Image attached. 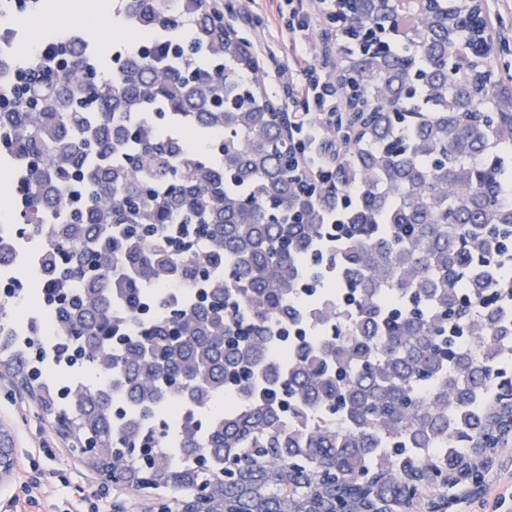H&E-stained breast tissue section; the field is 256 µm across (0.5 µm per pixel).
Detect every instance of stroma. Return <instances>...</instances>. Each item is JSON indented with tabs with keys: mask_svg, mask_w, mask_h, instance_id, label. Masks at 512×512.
Masks as SVG:
<instances>
[{
	"mask_svg": "<svg viewBox=\"0 0 512 512\" xmlns=\"http://www.w3.org/2000/svg\"><path fill=\"white\" fill-rule=\"evenodd\" d=\"M112 0H83L84 15L96 16L85 27L86 41L95 43L100 57L109 59L114 47L132 43L126 27H114L104 9ZM238 15L236 29L266 71L269 96L287 111L314 109L313 100L291 94L281 74L291 59L289 43L271 37L274 6L270 0H232ZM487 16L497 34L495 69L512 86V0H487ZM0 429L9 431L18 468L27 470L36 498L32 512H84L87 503L104 501L110 512H151V494L102 483L68 451V443L52 418L42 415L35 402L17 389L9 376H0ZM477 485L456 490L447 512H512V443L496 448L481 466Z\"/></svg>",
	"mask_w": 512,
	"mask_h": 512,
	"instance_id": "obj_1",
	"label": "stroma"
}]
</instances>
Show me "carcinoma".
Wrapping results in <instances>:
<instances>
[{
    "label": "carcinoma",
    "mask_w": 512,
    "mask_h": 512,
    "mask_svg": "<svg viewBox=\"0 0 512 512\" xmlns=\"http://www.w3.org/2000/svg\"><path fill=\"white\" fill-rule=\"evenodd\" d=\"M150 36L184 28L170 62L131 49L119 80L84 69L86 50L37 58L0 124L14 138L0 153L40 156L30 170V207L58 195L46 234L41 279L68 285L55 323L60 351L73 338L108 378L60 400L28 345L0 343V373L38 387L54 418L91 470L86 446L112 455L128 489L210 492L211 512H327L334 499L358 512L357 484L373 478L386 508L411 499V482H432L462 451L492 448L512 426V100L478 91L493 74L448 60L459 53L448 16L465 0H438L407 23L403 46L348 53L372 120L349 140L331 171L332 190L310 193L298 150L279 130L250 52L224 30L210 0H132ZM397 23L384 0H355L353 22ZM221 59V68L203 60ZM96 112L80 108L84 96ZM181 116L194 133L223 135L221 163L204 161L184 140L154 129L155 116ZM126 161H114L117 155ZM79 184L90 202L80 217L64 206ZM166 187L160 198L152 190ZM193 224L205 247L184 255L158 224ZM69 248L101 279L72 291ZM209 281L207 301L155 307L145 322L134 307L125 342H103L112 302L143 286ZM348 288L352 311L308 307L300 285ZM311 320L318 335L275 351L288 327ZM474 336L470 347L456 337ZM235 385L242 410L197 412ZM127 400L116 417L112 399ZM453 435L457 446L440 450Z\"/></svg>",
    "instance_id": "obj_1"
}]
</instances>
